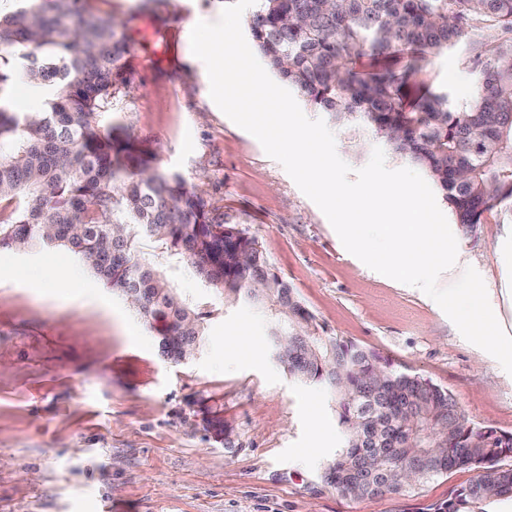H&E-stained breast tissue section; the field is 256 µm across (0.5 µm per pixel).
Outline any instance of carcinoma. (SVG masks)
<instances>
[{
  "instance_id": "1",
  "label": "carcinoma",
  "mask_w": 512,
  "mask_h": 512,
  "mask_svg": "<svg viewBox=\"0 0 512 512\" xmlns=\"http://www.w3.org/2000/svg\"><path fill=\"white\" fill-rule=\"evenodd\" d=\"M19 2L0 14V248L70 250L155 326L175 362L193 355L204 330L146 260V244L181 256L224 290V303L273 309L269 337L286 348L278 361L335 397L344 443L323 481L343 497L398 493L465 467L476 479L431 512L512 499V433L470 421L429 379L317 335L255 234L100 124L126 82L125 24L84 16L78 0ZM248 28L267 67L315 111L419 166L464 232L512 203V0H257ZM474 30L483 33L477 91L454 109L416 75ZM18 71L45 92L40 111L6 106Z\"/></svg>"
}]
</instances>
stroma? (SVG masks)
<instances>
[{"instance_id":"stroma-1","label":"stroma","mask_w":512,"mask_h":512,"mask_svg":"<svg viewBox=\"0 0 512 512\" xmlns=\"http://www.w3.org/2000/svg\"><path fill=\"white\" fill-rule=\"evenodd\" d=\"M227 0H80L84 15L125 22L126 78L102 117L150 149L260 240L317 332L390 358L447 389L474 423L512 432V375L476 361L420 289L370 269L259 141L212 101L190 47ZM157 38H150V31ZM470 42L428 61L420 81L461 104L475 93ZM455 282L482 276L512 335V205L475 235L459 224ZM145 257L199 314L189 359L163 357L154 329L63 247L0 249V512H418L467 486L456 469L383 497L345 498L322 480L342 445L335 400L290 378L269 337L270 310L228 305L177 255ZM233 432L214 438L208 418Z\"/></svg>"}]
</instances>
